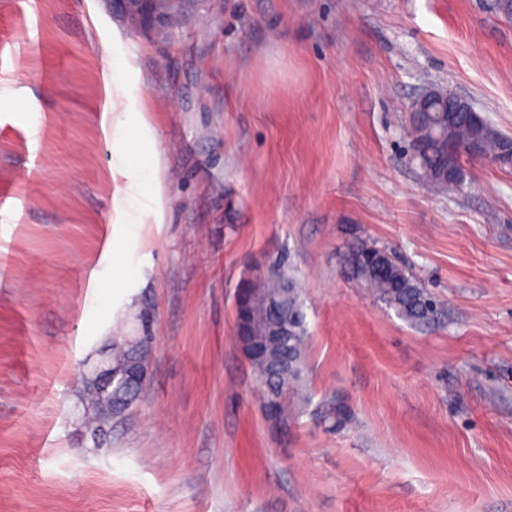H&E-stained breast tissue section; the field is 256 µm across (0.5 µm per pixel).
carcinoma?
<instances>
[{"mask_svg": "<svg viewBox=\"0 0 512 512\" xmlns=\"http://www.w3.org/2000/svg\"><path fill=\"white\" fill-rule=\"evenodd\" d=\"M411 136V160L424 180L446 191L461 185V157L451 151L452 143H476L487 156L500 150L497 132L488 117H473L466 112H445L436 107L429 112H408ZM349 278L367 289L379 301L395 310L411 324L435 321L439 304L426 292L421 282L395 257L393 252L366 240H355L343 255ZM242 307L236 309L235 335L247 356L267 419L286 426L303 414L309 404L305 392L307 320L302 289L296 277L284 268L246 280ZM283 324L286 336H270L269 330ZM147 333L125 336L112 342V365L128 367L148 360L141 352ZM144 396V387H131L121 376L112 383L116 403L132 401L122 417L130 414ZM82 417L95 424L104 418L101 406L86 391L80 402ZM317 422L328 431H341L354 422L351 409L334 397L323 400L315 409Z\"/></svg>", "mask_w": 512, "mask_h": 512, "instance_id": "1", "label": "carcinoma"}]
</instances>
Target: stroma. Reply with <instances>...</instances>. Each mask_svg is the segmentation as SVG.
I'll return each instance as SVG.
<instances>
[{
  "label": "stroma",
  "mask_w": 512,
  "mask_h": 512,
  "mask_svg": "<svg viewBox=\"0 0 512 512\" xmlns=\"http://www.w3.org/2000/svg\"><path fill=\"white\" fill-rule=\"evenodd\" d=\"M0 0V512H512V169L439 193L410 160L427 84L512 136L494 0ZM142 113L120 134L117 112ZM154 162L129 223L116 149ZM362 238L441 305L411 325L343 271ZM304 290L312 403L272 424L234 340L246 278ZM151 308L133 413L92 441L81 375ZM317 422L328 431H341L352 425L354 415L341 400L330 397L323 400L315 409Z\"/></svg>",
  "instance_id": "stroma-1"
}]
</instances>
